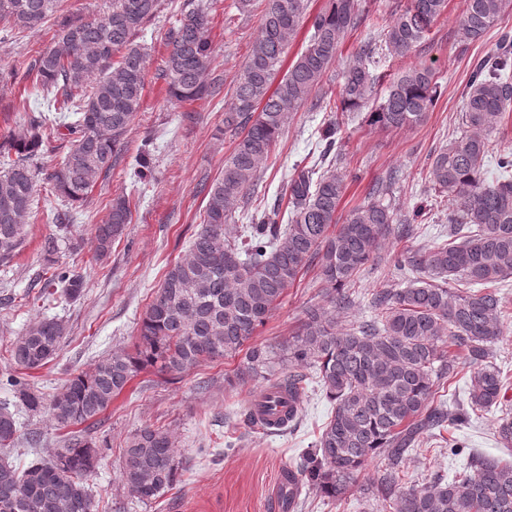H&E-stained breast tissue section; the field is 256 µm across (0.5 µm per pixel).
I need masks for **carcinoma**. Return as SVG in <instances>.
Masks as SVG:
<instances>
[{"label":"carcinoma","mask_w":512,"mask_h":512,"mask_svg":"<svg viewBox=\"0 0 512 512\" xmlns=\"http://www.w3.org/2000/svg\"><path fill=\"white\" fill-rule=\"evenodd\" d=\"M307 3L266 0L224 112V130L235 136V146L221 175L203 187L201 227L188 253L165 273L140 321L135 351L101 359L92 373L69 379L48 404L24 378L10 376L6 383L20 409L37 413L46 407L63 427L94 424L142 371L177 375L243 351L234 373L224 377L225 392L260 380L253 398L285 392L300 404L314 381L333 403L313 448L285 472L288 505H299L304 486L335 502L345 499L369 462L382 457L387 467L368 492L377 512H512V462L470 453L462 470L452 476L434 472L420 485L407 482L405 471L406 460L424 445L422 435L492 409L500 412L499 442L512 447V411L501 407L505 379L492 361L506 317L499 285L512 278V147L498 154L497 178L489 184L482 177L489 135L512 112V35L504 33L497 50L473 67L462 96L463 134L434 154L426 174L433 189L452 201L453 233L424 252L407 246L386 259L382 242L391 236L409 240L413 226L396 224L394 209L380 200L382 183L373 186V200L338 214L346 181L358 174L341 172L334 163L326 170L294 168L271 208H257L246 213L247 223H235L239 205L275 156L290 113L336 62L345 35L371 13V0H330L312 16L308 45L277 83ZM60 6L61 0H0L3 36L47 24ZM447 7L448 0H410L384 29L388 50L404 56L418 47ZM505 7L506 0H464L458 41L480 39ZM158 8L159 0H112L92 19L65 20L54 45L27 67L25 76L46 92L56 117L51 127L34 121L25 135L0 142V262L24 241L36 194L32 161L46 146L47 129L63 127L71 136L61 164L48 176L65 201L84 200L96 179L115 166L146 85V53L135 38ZM210 16L205 0H186L172 14L161 77L178 102H207L220 93L222 81L211 68ZM373 54L371 44L360 46L330 110L365 109L370 124L388 129L424 122L437 96L434 69L421 63L397 74L372 106L375 79L366 61ZM339 132L337 118L321 128L320 160L332 153ZM130 220L129 199L113 198L105 223L95 227L98 256L111 252ZM57 221L58 234L44 245V288H62L74 298L83 280L54 258L70 233L66 214ZM384 260L407 285L386 282L373 289L371 318L338 327L336 312L359 303L360 272ZM311 267L321 276L325 303L305 309L286 343L246 346ZM64 333L58 319H36L11 343L9 356L23 370L41 368ZM462 363L470 368L466 406L452 411L439 390ZM19 432L15 413L0 408V448L14 447ZM101 458L95 441L73 432L62 447L24 469L1 459L0 512H95L85 479ZM177 470L172 438L162 427L138 429L123 449L121 481L145 505L173 489Z\"/></svg>","instance_id":"1"}]
</instances>
